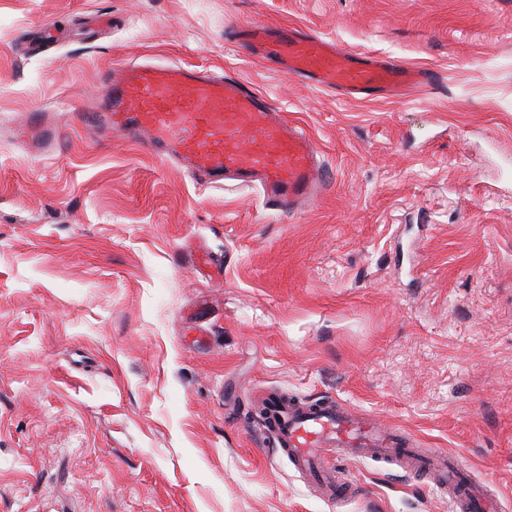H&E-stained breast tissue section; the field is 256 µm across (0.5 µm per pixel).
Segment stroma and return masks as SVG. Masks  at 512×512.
<instances>
[{
	"instance_id": "35a3bbf8",
	"label": "stroma",
	"mask_w": 512,
	"mask_h": 512,
	"mask_svg": "<svg viewBox=\"0 0 512 512\" xmlns=\"http://www.w3.org/2000/svg\"><path fill=\"white\" fill-rule=\"evenodd\" d=\"M252 20L434 80L357 101L251 57ZM130 61L246 81L324 195L278 214L102 142L80 118ZM267 390L401 428L512 512V0H0V512H455L367 458L329 501L274 453ZM18 133L33 151L39 153L55 140L52 128L43 125L36 116L32 118L29 125L22 127Z\"/></svg>"
}]
</instances>
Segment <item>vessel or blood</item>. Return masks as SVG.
Wrapping results in <instances>:
<instances>
[{
    "label": "vessel or blood",
    "instance_id": "vessel-or-blood-1",
    "mask_svg": "<svg viewBox=\"0 0 512 512\" xmlns=\"http://www.w3.org/2000/svg\"><path fill=\"white\" fill-rule=\"evenodd\" d=\"M235 41L251 56L317 86L362 99L380 90L392 98L430 85L424 69L385 63L342 50L334 42L295 27L269 28L253 21L236 25ZM86 126L105 136L137 139L156 154L188 165L209 186L234 180L261 190L268 209L296 213L313 205L328 185L320 150L298 124L275 111L268 99L240 78L192 67L127 62L104 78L98 111ZM20 136L36 152L54 142L39 120ZM264 427L298 472L344 500L356 492L340 478L329 456L370 458L414 475L441 477L461 512H495L472 479L459 475L447 453L415 447L409 436L334 403L295 404L272 397Z\"/></svg>",
    "mask_w": 512,
    "mask_h": 512
}]
</instances>
